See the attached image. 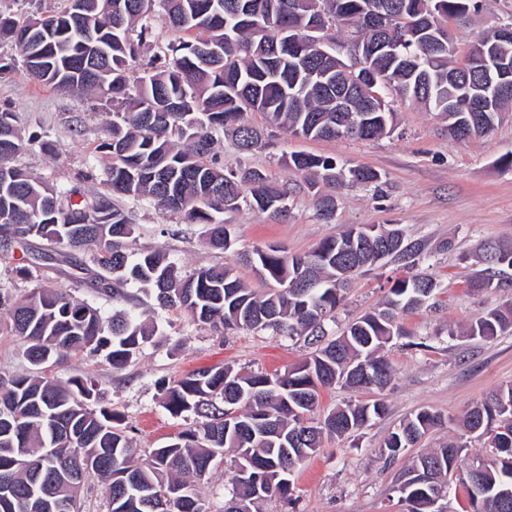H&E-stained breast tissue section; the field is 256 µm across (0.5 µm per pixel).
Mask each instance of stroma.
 I'll return each mask as SVG.
<instances>
[{
	"instance_id": "obj_1",
	"label": "stroma",
	"mask_w": 512,
	"mask_h": 512,
	"mask_svg": "<svg viewBox=\"0 0 512 512\" xmlns=\"http://www.w3.org/2000/svg\"><path fill=\"white\" fill-rule=\"evenodd\" d=\"M482 8L470 20L450 24L459 51H467L489 30L512 22V0H481ZM394 111L391 131L374 140L312 141L268 128L265 116L245 110L243 119L267 128L265 148L239 152L230 135L216 132L215 150L225 169H259L271 181L288 185V217L277 220L242 207L225 214L233 246L229 251L209 246L205 228L184 223L149 201L124 196L114 203L137 227L134 248H161L182 272L212 266H234L250 288L265 284L241 253L277 246L291 254L311 251L322 239L348 226L377 225L400 229L405 240L420 244L421 271L432 275L438 290L427 309L403 317L404 338L386 351L393 368L384 389L355 393L344 388L321 392L317 415L347 400L382 401L387 411L349 437H328L315 455L297 471L294 494L299 512H396L393 492L404 459L386 462L384 438L409 414L426 408L440 414L445 424L423 442L435 448L456 438L455 419L491 391L512 385V332L492 339L464 333L487 310L512 302V288L480 293L471 281L487 273L485 255L512 252V168L501 158L512 151V112L483 136L466 141L449 137L448 123L420 104L390 93ZM11 107L22 130L41 134L40 143L26 147L14 162L56 187L74 188L90 196L104 190L108 163L102 145L109 138L112 113L99 98L61 92L16 70L0 80V106ZM304 152L335 158L338 163L361 165L380 175L368 186L353 183L333 188L335 214L323 220L313 190L303 174L289 169L291 153ZM400 263L386 260L353 279L329 335L381 303ZM159 331L125 367L102 357L70 354L43 369L59 381L74 376L92 379L100 405L116 409L130 429L135 445L147 451L190 424L171 417L160 403L161 382L201 367L283 371L308 356L302 337L271 331L215 329L194 322L178 310H162L142 297Z\"/></svg>"
}]
</instances>
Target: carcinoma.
Masks as SVG:
<instances>
[{
    "mask_svg": "<svg viewBox=\"0 0 512 512\" xmlns=\"http://www.w3.org/2000/svg\"><path fill=\"white\" fill-rule=\"evenodd\" d=\"M169 25L186 36L178 52L144 75H130V61L152 33L153 2ZM372 0H66L60 11L21 19L0 10V41L19 46L31 76L64 92L86 95L106 88L112 108V138L105 143L112 161L106 192L74 199L77 190H58L13 164L26 145L41 139L22 136L18 117L0 107V250L22 251L13 271L31 275L29 242L38 237L83 253L60 256L61 275L87 280L115 304L139 305L126 287L133 285L164 309H179L213 328L272 329L303 336L312 351L283 373L229 367L194 370L162 387V407L195 421L142 454L114 409L98 403L93 380L73 377L55 382L42 376H0V469L12 483L0 488V512H45L43 496L61 498L68 512H80L81 486L91 478L107 483L108 512H208L198 490L217 457L234 453L232 491L224 512H252L266 499L283 512H297V469L322 447L361 429L386 412L379 402L346 403L313 418L320 389L338 384L355 390L382 388L392 368L381 351L405 335L400 317L424 308L437 289L431 276L411 272L419 250L398 229L350 227L321 241L312 251L290 255L276 247L256 248L243 261L273 287L258 295L231 267L201 268L181 274L160 250L129 252L135 225L112 204V195L147 198L188 224L206 227L209 244L231 248L224 213L246 205L280 218L288 212V187L272 184L260 170L224 169L213 154L212 132L231 129L237 146H263L262 132L241 121L243 108L264 113L296 137L311 140L375 139L391 130L388 92L420 102L448 117V135L479 136L499 118L473 112L465 83L479 76L458 67L453 41L435 47L429 34H417L408 21L428 14L435 27L478 10L480 0H385L388 28L375 37L401 43L394 63L374 56L368 67L387 69L388 80L357 92L352 111L338 112L343 87L323 86L313 72L323 63L317 40L336 42L331 30L357 32L360 14ZM324 18L311 31L316 17ZM488 58L512 60V38L478 43ZM105 54L112 74L102 84L89 76L92 54ZM379 93L383 101L375 100ZM289 168L311 173L325 184L345 179L372 184L380 175L366 167L347 172L336 161L294 153ZM67 199L66 204L58 198ZM391 258L403 263L382 307L352 321L341 335L328 337L326 321L335 317L343 286L363 268ZM6 331L22 339L34 367L67 352L102 356L112 366L128 364L158 327L126 309L104 317L64 288L38 285L21 296L0 295ZM512 330V303L489 309L467 334L491 339ZM442 417L420 409L384 439L382 455L396 460L413 448ZM465 434L486 437L490 457L477 467L459 465L464 443L450 441L412 457L393 492L406 512H436L448 497L450 481L464 487L469 512H512V385L492 391L460 421Z\"/></svg>",
    "mask_w": 512,
    "mask_h": 512,
    "instance_id": "cac0c4a2",
    "label": "carcinoma"
}]
</instances>
